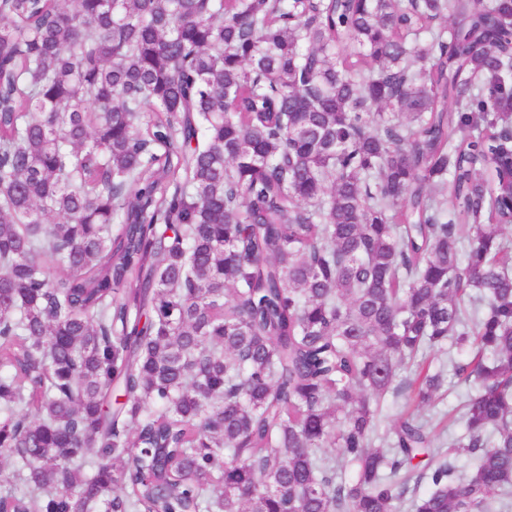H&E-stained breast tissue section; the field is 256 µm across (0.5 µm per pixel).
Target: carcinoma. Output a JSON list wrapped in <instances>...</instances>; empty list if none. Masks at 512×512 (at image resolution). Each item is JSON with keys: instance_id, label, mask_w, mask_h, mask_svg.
<instances>
[{"instance_id": "cac0c4a2", "label": "carcinoma", "mask_w": 512, "mask_h": 512, "mask_svg": "<svg viewBox=\"0 0 512 512\" xmlns=\"http://www.w3.org/2000/svg\"><path fill=\"white\" fill-rule=\"evenodd\" d=\"M511 36L512 0H0V512H497ZM448 343L465 432L381 430Z\"/></svg>"}]
</instances>
